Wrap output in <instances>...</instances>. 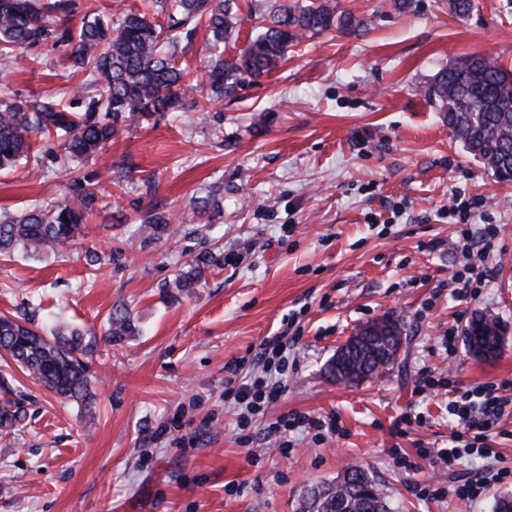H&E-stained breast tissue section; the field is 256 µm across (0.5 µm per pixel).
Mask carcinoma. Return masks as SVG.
<instances>
[{
	"instance_id": "cac0c4a2",
	"label": "carcinoma",
	"mask_w": 512,
	"mask_h": 512,
	"mask_svg": "<svg viewBox=\"0 0 512 512\" xmlns=\"http://www.w3.org/2000/svg\"><path fill=\"white\" fill-rule=\"evenodd\" d=\"M151 11L129 10L117 20L84 9L83 0H0V59L45 44L62 47L71 66L87 74L91 84L74 91L77 111L52 99L35 100L21 92L0 98V171L12 170L31 157L32 137L58 138L66 182L60 201L0 219V253L17 247L40 257L56 252L80 235L87 221L105 207L101 174L81 173L70 163L101 153L127 127L177 112L202 87L186 81L187 64L178 54L203 25L217 47L209 57L205 88L216 99L230 98L245 82H256L288 59L292 47L306 38L337 31L361 35L367 19L339 11L331 0H272L251 9L258 33L235 56L218 46L233 37L239 22L238 0H148ZM162 15L166 22L153 20ZM79 18L78 28L70 26ZM442 114L453 138L502 182L512 181V71L495 59L468 55L439 70L425 89ZM220 187L193 200L191 214L200 218L215 202ZM170 217L148 214L149 235L165 230ZM221 262L203 253L188 261L181 284L193 283L205 268ZM108 338L132 336L127 314H109ZM466 341L502 342L503 328L495 317L475 316ZM92 350L85 332L60 329L44 336L8 316H0V353L22 371L67 399H89L87 366L82 357ZM23 410L10 399L0 402V430H11ZM348 474L320 482L299 495L296 512H392L378 483L359 464Z\"/></svg>"
}]
</instances>
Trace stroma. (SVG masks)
<instances>
[{"mask_svg":"<svg viewBox=\"0 0 512 512\" xmlns=\"http://www.w3.org/2000/svg\"><path fill=\"white\" fill-rule=\"evenodd\" d=\"M371 21L364 35L304 40L286 62L227 100L205 93L175 118L146 120L117 136L83 171L119 173L111 206L86 237L43 259L0 256V313L31 316L45 331L94 334L91 407L65 400L0 361V380L24 411L0 432V512H295L300 492L344 466L368 469L396 512H493L512 478L478 498L451 491L458 474L512 469V415L491 445L497 458L464 457L440 475L446 494L414 495L430 468L410 472L392 445L445 446L447 384L512 380V183H499L456 142L424 89L459 57L486 55L512 70V0H474L463 18L448 0H333ZM60 49L26 51L0 65V98L20 91L68 105L86 82ZM55 144L38 139L33 158L0 173V214L62 196ZM224 185L222 212L189 224L192 199ZM478 200L471 223L495 236L491 282L457 296L448 277L463 260L453 195ZM170 211L147 238V212ZM436 249H427L429 241ZM101 257L98 270L86 250ZM221 253L191 287L177 280L189 255ZM127 312L138 333L110 343L106 320ZM297 313L288 337V390L277 411L335 420L341 435H268V418L246 417L225 392L226 365L249 359ZM499 318L505 333L492 360L473 356L463 331L474 314ZM397 318L405 344L395 363L358 384L330 374L337 349L379 317ZM456 330L454 352L442 341ZM438 385L414 395L420 368ZM423 426L393 440L407 407ZM165 436H158V429ZM291 441L282 455L277 445Z\"/></svg>","mask_w":512,"mask_h":512,"instance_id":"stroma-1","label":"stroma"}]
</instances>
